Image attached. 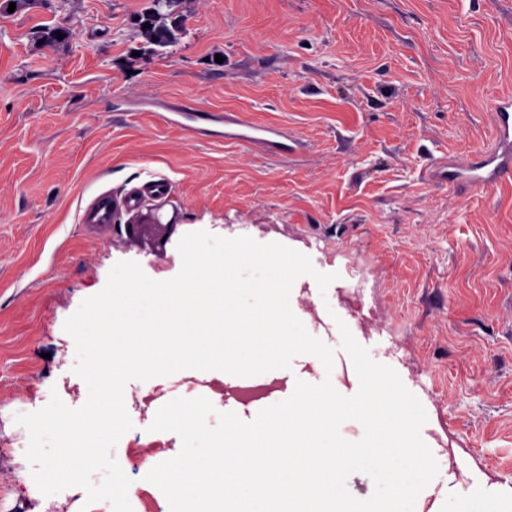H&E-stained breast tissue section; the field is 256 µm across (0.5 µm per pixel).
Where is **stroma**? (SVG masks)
I'll list each match as a JSON object with an SVG mask.
<instances>
[{
    "label": "stroma",
    "mask_w": 512,
    "mask_h": 512,
    "mask_svg": "<svg viewBox=\"0 0 512 512\" xmlns=\"http://www.w3.org/2000/svg\"><path fill=\"white\" fill-rule=\"evenodd\" d=\"M0 0V482L15 512H35L29 432L17 415L85 403L64 330L111 268L137 262L175 277L186 234L276 242L336 274L327 292L298 278L290 306L312 336L338 316L372 360L423 405L420 435L442 476L416 499L465 512L474 490L512 512V178L458 195L434 160L490 147L491 101L512 93V0ZM173 29L147 44L146 21ZM68 29L46 44L44 31ZM301 136L283 159L224 139L218 116ZM169 184L108 224L80 217L95 195ZM176 224L129 235L153 211ZM373 270L355 316L339 294L351 259ZM321 367L295 357L242 399L218 373L187 369L130 381L133 427L112 451L133 512H170L146 481L181 450L151 431L177 397L207 396L243 421L286 400ZM450 435L456 455L437 438Z\"/></svg>",
    "instance_id": "obj_1"
}]
</instances>
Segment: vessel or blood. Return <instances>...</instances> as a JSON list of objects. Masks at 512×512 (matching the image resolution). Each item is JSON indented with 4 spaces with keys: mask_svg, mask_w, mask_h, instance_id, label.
Wrapping results in <instances>:
<instances>
[{
    "mask_svg": "<svg viewBox=\"0 0 512 512\" xmlns=\"http://www.w3.org/2000/svg\"><path fill=\"white\" fill-rule=\"evenodd\" d=\"M492 147L476 154L467 166H459L451 159L435 161L431 176L437 181L461 186L472 192H484L499 180L512 175V97L495 100L492 107ZM225 136L249 145H255L269 155L283 154L285 145L281 128L248 122L235 115H225ZM113 196L99 193L86 207L81 221L85 224H107L112 220Z\"/></svg>",
    "mask_w": 512,
    "mask_h": 512,
    "instance_id": "obj_1",
    "label": "vessel or blood"
}]
</instances>
